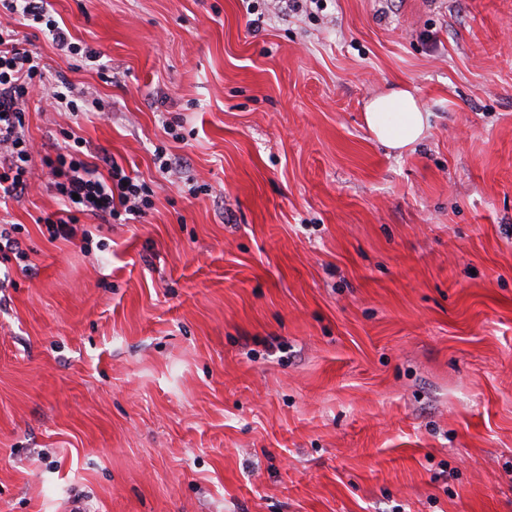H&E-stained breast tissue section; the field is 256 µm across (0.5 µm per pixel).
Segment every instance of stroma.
Masks as SVG:
<instances>
[{"instance_id": "obj_1", "label": "stroma", "mask_w": 512, "mask_h": 512, "mask_svg": "<svg viewBox=\"0 0 512 512\" xmlns=\"http://www.w3.org/2000/svg\"><path fill=\"white\" fill-rule=\"evenodd\" d=\"M50 3L103 111L37 93L27 136L153 207L49 241L38 167L0 208V512H512V0ZM395 84L400 154L363 120ZM364 117L374 138L392 150L413 147L429 129V112H423L413 92L404 87L374 96L365 106ZM16 224H11L10 230L0 227V275L2 276V264L4 265V276L9 274V268L6 263H10L13 259L17 262L21 269V263L27 260L26 251L21 247V242L12 233H19Z\"/></svg>"}]
</instances>
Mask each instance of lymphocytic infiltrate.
Returning a JSON list of instances; mask_svg holds the SVG:
<instances>
[{"mask_svg":"<svg viewBox=\"0 0 512 512\" xmlns=\"http://www.w3.org/2000/svg\"><path fill=\"white\" fill-rule=\"evenodd\" d=\"M0 7L17 15L25 26L42 31L67 57L93 60L89 47L68 39L52 14L49 0H0ZM68 82L52 77L37 52L21 47L15 29L0 26V203L25 195L35 164L53 177V191L64 209L57 218H45L50 239H71L79 217L98 216L109 224L121 217H145L152 206L151 191L137 178L104 155L90 160L85 142L64 132L63 143L39 149L26 138L25 105L30 93L47 89L71 115L83 105L70 100Z\"/></svg>","mask_w":512,"mask_h":512,"instance_id":"1","label":"lymphocytic infiltrate"}]
</instances>
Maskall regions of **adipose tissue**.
<instances>
[{"instance_id":"1","label":"adipose tissue","mask_w":512,"mask_h":512,"mask_svg":"<svg viewBox=\"0 0 512 512\" xmlns=\"http://www.w3.org/2000/svg\"><path fill=\"white\" fill-rule=\"evenodd\" d=\"M364 117L374 138L392 150L413 147L429 129L428 113L423 112L413 92L404 87L374 96L365 107Z\"/></svg>"}]
</instances>
